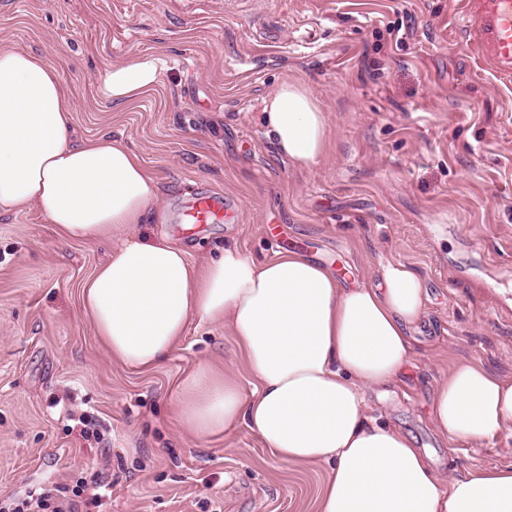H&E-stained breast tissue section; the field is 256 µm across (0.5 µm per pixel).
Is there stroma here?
<instances>
[{"instance_id": "obj_1", "label": "stroma", "mask_w": 512, "mask_h": 512, "mask_svg": "<svg viewBox=\"0 0 512 512\" xmlns=\"http://www.w3.org/2000/svg\"><path fill=\"white\" fill-rule=\"evenodd\" d=\"M456 3L0 0V48L45 57L69 89L76 139L123 138L156 179V208L130 238L170 235L196 263L230 244L258 259L304 251L371 285L387 261L416 271L429 301L412 363L372 403L462 477L512 466L511 439L448 442L428 416L456 363L512 378V88L464 50ZM134 52L162 60L160 83L105 101L102 77ZM286 79L327 116L309 169L265 134L261 99ZM201 188L236 201L237 222L179 232ZM110 248L62 240L33 206L0 214V502L103 479L102 512H317L324 468L275 460L246 425L200 438L175 418L200 364L252 392L223 322L191 321L152 371L113 362L81 298ZM79 416L97 438L74 430Z\"/></svg>"}]
</instances>
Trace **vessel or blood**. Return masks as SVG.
I'll list each match as a JSON object with an SVG mask.
<instances>
[{"instance_id": "obj_1", "label": "vessel or blood", "mask_w": 512, "mask_h": 512, "mask_svg": "<svg viewBox=\"0 0 512 512\" xmlns=\"http://www.w3.org/2000/svg\"><path fill=\"white\" fill-rule=\"evenodd\" d=\"M460 31L483 70L512 86V0H460ZM228 216L223 196L194 194L182 212L184 224H217Z\"/></svg>"}]
</instances>
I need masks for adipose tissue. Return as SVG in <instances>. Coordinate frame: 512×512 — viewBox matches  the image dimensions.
<instances>
[{"label": "adipose tissue", "mask_w": 512, "mask_h": 512, "mask_svg": "<svg viewBox=\"0 0 512 512\" xmlns=\"http://www.w3.org/2000/svg\"><path fill=\"white\" fill-rule=\"evenodd\" d=\"M157 56L136 52L104 75L102 96L123 105L160 81ZM73 102L58 69L0 48V212L34 206L67 239L135 228L159 188L123 139L75 142ZM280 157L307 169L323 156L327 117L301 82L262 101ZM380 286H343L331 267L287 251L259 262L235 246L197 264L175 239L125 240L82 286V304L115 362L159 367L195 319L223 320L254 389L206 364L180 385L178 422L199 437L244 423L271 456L323 466L318 512H512V467L446 477L399 428L373 416L370 392L412 359L411 336L428 299L402 263ZM443 439L512 437V378L455 364L429 409Z\"/></svg>", "instance_id": "1"}]
</instances>
